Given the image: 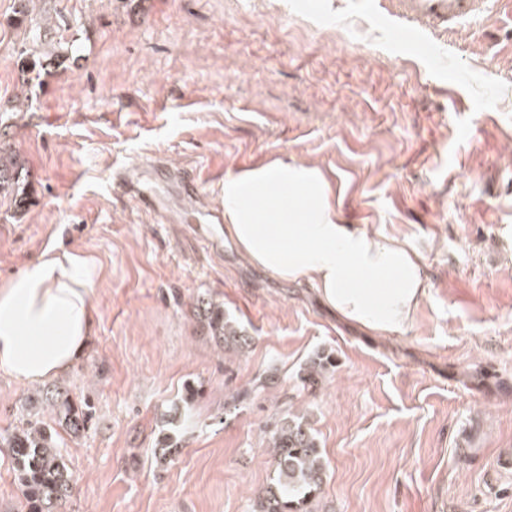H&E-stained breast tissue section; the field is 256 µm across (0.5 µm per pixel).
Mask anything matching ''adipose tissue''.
<instances>
[{"label":"adipose tissue","mask_w":512,"mask_h":512,"mask_svg":"<svg viewBox=\"0 0 512 512\" xmlns=\"http://www.w3.org/2000/svg\"><path fill=\"white\" fill-rule=\"evenodd\" d=\"M224 238L272 278L305 282L342 318L379 336L412 324L427 295L424 258L343 223L322 171L277 159L224 177ZM91 261L42 254L0 283V372L20 384L58 377L95 335Z\"/></svg>","instance_id":"adipose-tissue-1"}]
</instances>
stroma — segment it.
Masks as SVG:
<instances>
[{
  "instance_id": "1",
  "label": "stroma",
  "mask_w": 512,
  "mask_h": 512,
  "mask_svg": "<svg viewBox=\"0 0 512 512\" xmlns=\"http://www.w3.org/2000/svg\"><path fill=\"white\" fill-rule=\"evenodd\" d=\"M17 3L0 0V123L28 203L18 216L0 197V280L80 252L98 320L70 372L0 374V432L47 420L53 386L89 405L85 430L57 437L76 478L65 512H252L286 408L328 463L314 512H512V0L446 32L392 0H36L35 34ZM401 27L435 56L393 42ZM25 49L72 57L28 83ZM275 158L319 167L345 223L423 254L404 334L366 335L194 235L227 172ZM122 172L166 193L165 212ZM201 295L252 336L245 354L203 332ZM322 351L334 365L304 388Z\"/></svg>"
}]
</instances>
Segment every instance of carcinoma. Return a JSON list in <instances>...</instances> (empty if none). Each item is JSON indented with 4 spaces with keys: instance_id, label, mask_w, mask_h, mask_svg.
Masks as SVG:
<instances>
[{
    "instance_id": "obj_1",
    "label": "carcinoma",
    "mask_w": 512,
    "mask_h": 512,
    "mask_svg": "<svg viewBox=\"0 0 512 512\" xmlns=\"http://www.w3.org/2000/svg\"><path fill=\"white\" fill-rule=\"evenodd\" d=\"M66 60V55L52 51L25 54L22 70L26 81L62 67ZM23 171L20 156L0 143V196L12 198L19 210L27 201ZM195 308L202 329L217 343L240 351L250 347L252 337L224 315L221 305L199 297ZM332 364V355H316L300 376L303 387H315ZM45 404L53 425L25 419L12 431L0 434V443L11 448L22 491L18 512H54L72 496L76 486L55 435L60 429L72 434L83 431L89 413L58 389L46 392ZM269 448L276 476L256 500L253 512H306L307 503L321 491L327 468L315 433L304 417L287 410L273 423Z\"/></svg>"
}]
</instances>
